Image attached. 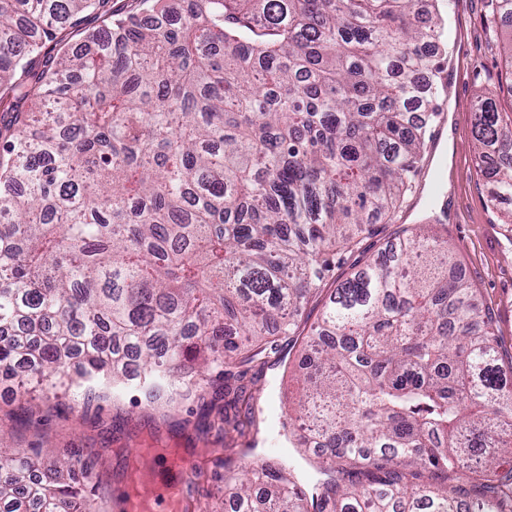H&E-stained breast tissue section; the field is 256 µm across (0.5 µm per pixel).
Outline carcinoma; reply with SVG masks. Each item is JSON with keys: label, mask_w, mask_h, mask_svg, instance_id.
Here are the masks:
<instances>
[{"label": "carcinoma", "mask_w": 512, "mask_h": 512, "mask_svg": "<svg viewBox=\"0 0 512 512\" xmlns=\"http://www.w3.org/2000/svg\"><path fill=\"white\" fill-rule=\"evenodd\" d=\"M184 2L0 0V377L202 399L205 368L236 430L232 368L284 336L308 359L288 427L331 450L325 479L228 469L234 512H512V360L446 241L407 226L325 290L423 169L440 10ZM91 14L111 23L66 46ZM473 135L490 202H512L493 98ZM78 463L0 449V512H92Z\"/></svg>", "instance_id": "1"}]
</instances>
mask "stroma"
I'll use <instances>...</instances> for the list:
<instances>
[{
    "label": "stroma",
    "instance_id": "obj_1",
    "mask_svg": "<svg viewBox=\"0 0 512 512\" xmlns=\"http://www.w3.org/2000/svg\"><path fill=\"white\" fill-rule=\"evenodd\" d=\"M439 8L448 23V58L442 74L446 92L438 105L452 124V140L440 142L437 152H449L450 160L442 169L437 153H425L428 180L416 182L396 221L428 224L447 238L462 272L479 290V303L493 310L505 347L512 351V236L504 224L508 207L490 202L471 133L473 111L484 98H493L500 112L512 113V66L499 48L512 37V29L487 32L489 0H440ZM459 71L465 73V82H455ZM277 357L273 365H249L254 420L239 433L204 421L194 397L152 403L133 387L117 392L97 388L77 402L61 394H39L23 408L8 382L0 383V428L9 447L44 449L42 461L47 465L66 448L89 457L91 470L76 471L74 479L93 489L99 512H121L135 462L142 463L143 474L161 491L179 488L176 501L164 502L165 512H228L225 463L241 469L248 447L274 463L299 458L282 424L287 402L298 388L284 370L299 364L300 356L283 338ZM172 448L184 458L183 468L166 462L164 452Z\"/></svg>",
    "mask_w": 512,
    "mask_h": 512
}]
</instances>
